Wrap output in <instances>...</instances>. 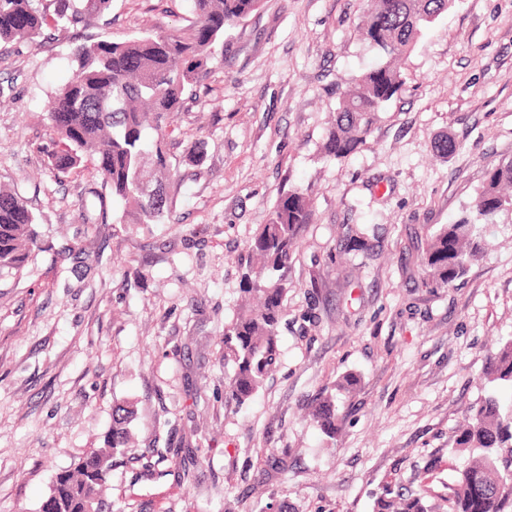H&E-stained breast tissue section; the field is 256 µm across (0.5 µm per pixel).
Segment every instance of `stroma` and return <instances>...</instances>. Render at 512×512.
Here are the masks:
<instances>
[{
  "instance_id": "obj_1",
  "label": "stroma",
  "mask_w": 512,
  "mask_h": 512,
  "mask_svg": "<svg viewBox=\"0 0 512 512\" xmlns=\"http://www.w3.org/2000/svg\"><path fill=\"white\" fill-rule=\"evenodd\" d=\"M365 7L265 0L226 33L164 131V224L117 223L91 167L49 172L46 106L76 45L182 27L188 0H112L88 24L0 43V186L51 244L20 281H0V512H39L57 474L105 446L117 404L135 409L133 445L103 512H373L387 483L415 488L424 473L433 498L447 495L468 459L455 429L512 336V210L484 226L483 256L453 285L423 287L420 260L512 160V0H456L423 28L367 145L337 160L322 146L339 97L378 60L358 29ZM444 134L458 149L441 159ZM296 188L314 220L288 267L280 363L238 407L224 324L249 303V240ZM356 234L364 250H349ZM346 372L361 383L330 443L310 412ZM263 445L284 459L258 457ZM181 448L195 451L184 467L138 461Z\"/></svg>"
}]
</instances>
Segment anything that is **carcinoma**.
Returning <instances> with one entry per match:
<instances>
[{"mask_svg": "<svg viewBox=\"0 0 512 512\" xmlns=\"http://www.w3.org/2000/svg\"><path fill=\"white\" fill-rule=\"evenodd\" d=\"M455 0H370L361 24L363 39L380 60L356 76L341 94L328 129L324 153L344 159L357 153L379 113L399 92L397 61L414 46L421 30ZM112 0H0V42H31L46 26L67 28L102 17ZM263 0H190L193 20L172 32L124 40L83 43L73 50L72 77L51 96L47 116L52 171L66 174L88 162L118 206L120 224H163L169 220L165 196L139 192L148 182L162 188L167 178L163 125L179 112L206 77L211 61L224 50L226 30L259 11ZM512 209V160L490 170L476 194L472 217L444 224L426 242L421 258L425 284L446 288L460 280L482 252L477 222ZM311 200L299 189L277 200L269 223L247 246L242 291L257 305L224 324L225 395L239 407L264 386L280 359V328L288 317L286 272L299 236L313 223ZM51 249L36 217L15 191L0 188V278L18 277ZM484 379L512 384V338L488 359ZM360 382L347 372L315 398L311 421L329 440L336 438L341 396ZM134 410L118 405L112 413L108 447L80 458L58 474L40 512H101V492L113 458L127 447ZM455 447L470 460L449 488L446 512H512V402L492 391L456 430ZM424 485L392 484L375 502V512H439Z\"/></svg>", "mask_w": 512, "mask_h": 512, "instance_id": "obj_1", "label": "carcinoma"}]
</instances>
